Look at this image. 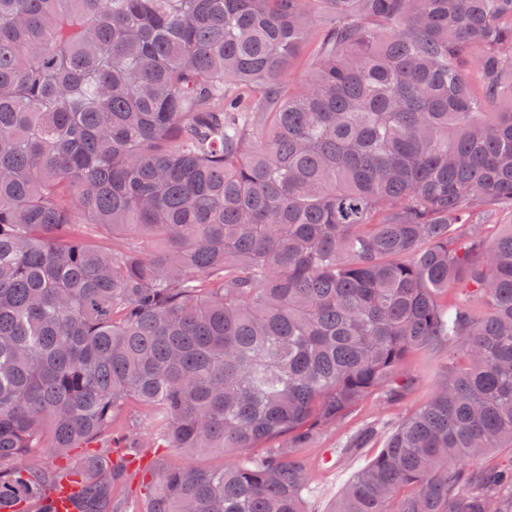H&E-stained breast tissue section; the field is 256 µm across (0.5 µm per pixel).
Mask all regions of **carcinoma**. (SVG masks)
<instances>
[{
  "label": "carcinoma",
  "instance_id": "cac0c4a2",
  "mask_svg": "<svg viewBox=\"0 0 512 512\" xmlns=\"http://www.w3.org/2000/svg\"><path fill=\"white\" fill-rule=\"evenodd\" d=\"M438 346L331 512H512L479 464L512 448V0H0V506L54 512L29 456L88 448L80 512H307L294 449ZM144 448L233 460L162 455L128 507Z\"/></svg>",
  "mask_w": 512,
  "mask_h": 512
}]
</instances>
